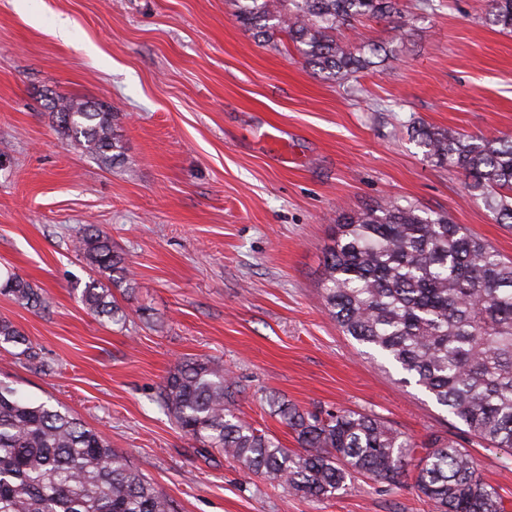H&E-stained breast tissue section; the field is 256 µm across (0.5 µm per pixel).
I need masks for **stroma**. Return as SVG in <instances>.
<instances>
[{
	"mask_svg": "<svg viewBox=\"0 0 512 512\" xmlns=\"http://www.w3.org/2000/svg\"><path fill=\"white\" fill-rule=\"evenodd\" d=\"M399 5L400 35L366 19L342 30L393 56L336 83L286 36L259 45L228 0H0V280L19 274L51 301L0 294V318L35 351L0 349V381L101 431L175 512H436L409 471L317 501L199 447L157 403L194 356L219 360L237 414L287 448L270 397L372 414L418 445L468 449L512 512V452L472 438L322 304L337 217L389 200L448 214L512 258V228L408 133L512 136V34L485 23L487 0ZM52 93L106 103L123 160L104 167L62 139ZM275 127L288 157L266 146ZM89 224L134 273L133 291H113L125 326L79 300L91 269L73 242Z\"/></svg>",
	"mask_w": 512,
	"mask_h": 512,
	"instance_id": "obj_1",
	"label": "stroma"
}]
</instances>
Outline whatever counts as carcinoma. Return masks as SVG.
Masks as SVG:
<instances>
[{
  "mask_svg": "<svg viewBox=\"0 0 512 512\" xmlns=\"http://www.w3.org/2000/svg\"><path fill=\"white\" fill-rule=\"evenodd\" d=\"M233 17L267 43L285 33L313 73L341 82L389 59L367 43L354 52L336 30L360 19L398 16V0H230ZM488 25L512 33V0H488ZM48 107L70 145L105 167L124 154L115 115L102 102L56 95ZM412 137L439 165L464 174L471 197L512 227V137H464L420 125ZM95 271L80 292L90 314L128 319L112 294L134 277L110 239L88 226L75 243ZM0 293L45 310L46 294L10 274ZM322 300L342 332L415 379L435 403L493 448L512 450V261L447 216L388 201L341 216L324 261ZM26 344L0 319V348ZM232 381L207 357L169 371L157 401L201 448H219L289 493L321 500L358 475L400 484L416 445L375 415L304 410L270 400L302 451L235 415ZM415 486L437 512H505L463 447L439 438L416 464ZM0 512H173L170 500L98 431L68 410L32 401L0 382Z\"/></svg>",
  "mask_w": 512,
  "mask_h": 512,
  "instance_id": "1",
  "label": "carcinoma"
}]
</instances>
